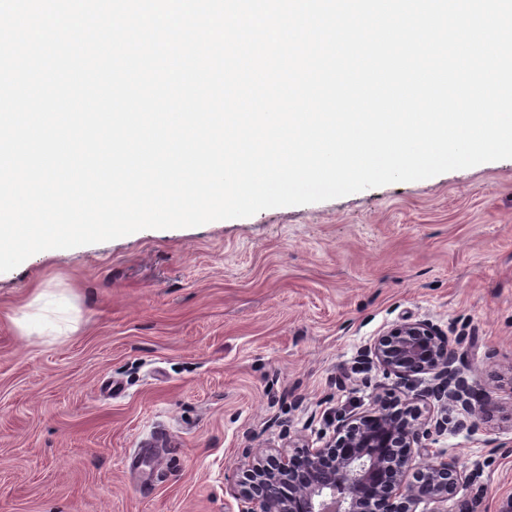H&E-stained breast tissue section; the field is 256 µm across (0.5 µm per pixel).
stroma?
Masks as SVG:
<instances>
[{
  "label": "stroma",
  "instance_id": "stroma-1",
  "mask_svg": "<svg viewBox=\"0 0 512 512\" xmlns=\"http://www.w3.org/2000/svg\"><path fill=\"white\" fill-rule=\"evenodd\" d=\"M424 320L489 415L358 355ZM414 400L433 456L512 494V160L51 249L0 273V512H238L256 451L321 447L342 411ZM165 437L150 464L138 448Z\"/></svg>",
  "mask_w": 512,
  "mask_h": 512
}]
</instances>
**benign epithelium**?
<instances>
[{
    "instance_id": "7a95c632",
    "label": "benign epithelium",
    "mask_w": 512,
    "mask_h": 512,
    "mask_svg": "<svg viewBox=\"0 0 512 512\" xmlns=\"http://www.w3.org/2000/svg\"><path fill=\"white\" fill-rule=\"evenodd\" d=\"M457 351L425 321L395 324L360 354L402 382L433 374L427 393L465 412L485 408L479 395L453 367ZM337 436L319 448L290 444L295 455H267L248 464L240 512H415L420 502L429 512H448V501L461 486L473 484L479 471H458L436 460L424 442L427 426L444 421L423 415L406 401L395 409L337 416Z\"/></svg>"
}]
</instances>
